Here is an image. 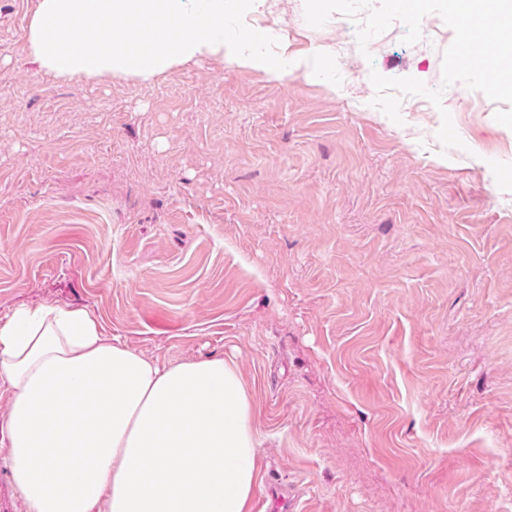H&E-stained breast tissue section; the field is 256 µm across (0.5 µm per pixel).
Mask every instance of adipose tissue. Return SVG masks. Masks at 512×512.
Listing matches in <instances>:
<instances>
[{
  "label": "adipose tissue",
  "instance_id": "obj_1",
  "mask_svg": "<svg viewBox=\"0 0 512 512\" xmlns=\"http://www.w3.org/2000/svg\"><path fill=\"white\" fill-rule=\"evenodd\" d=\"M266 0H38L23 52L40 70L147 81L221 60L280 77L237 30ZM0 460L24 512H249L253 396L221 357L160 363L86 310L21 306L0 323Z\"/></svg>",
  "mask_w": 512,
  "mask_h": 512
}]
</instances>
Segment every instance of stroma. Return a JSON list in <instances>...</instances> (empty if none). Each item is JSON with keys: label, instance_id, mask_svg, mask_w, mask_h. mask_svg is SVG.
<instances>
[{"label": "stroma", "instance_id": "35a3bbf8", "mask_svg": "<svg viewBox=\"0 0 512 512\" xmlns=\"http://www.w3.org/2000/svg\"><path fill=\"white\" fill-rule=\"evenodd\" d=\"M0 0V323L89 311L167 363L221 356L253 390L251 512H512V129L443 86L439 15L359 48L305 0L245 22L288 74L211 60L63 81ZM441 106H371V71ZM448 110L463 140L436 138Z\"/></svg>", "mask_w": 512, "mask_h": 512}]
</instances>
